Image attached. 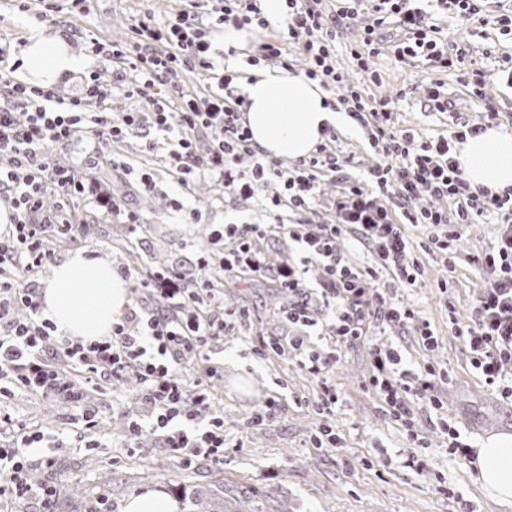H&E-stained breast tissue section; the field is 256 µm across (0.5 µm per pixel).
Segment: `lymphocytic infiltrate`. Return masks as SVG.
Returning <instances> with one entry per match:
<instances>
[{
    "label": "lymphocytic infiltrate",
    "instance_id": "lymphocytic-infiltrate-1",
    "mask_svg": "<svg viewBox=\"0 0 512 512\" xmlns=\"http://www.w3.org/2000/svg\"><path fill=\"white\" fill-rule=\"evenodd\" d=\"M487 0H435V11H443L458 27L477 24L512 35V10L493 12ZM323 0H288L287 45L271 39L257 52L265 60L288 67L284 47L303 57V74L327 90L332 108H341L361 121H375L372 145L376 162L370 167V185L346 182L336 200L337 219L328 224H241L219 231L224 241V264L243 267L259 278L274 276L286 283L300 301L289 309L288 320L308 325L307 303L313 291L302 276V267L317 266L323 273L321 297L331 314L327 327L325 355L314 353L307 336L288 335L260 341L255 352L274 351L295 360L320 386L313 406L318 413L336 411L339 396L328 376L344 347L363 340L372 329L403 328L433 349L437 340L427 320L408 304L393 298L389 289L375 285L378 269L392 274L398 287L409 290L418 284L417 269L407 262L409 239L395 224L387 209L378 205L376 193L397 198L408 223L423 227L428 250L447 253L459 237L457 227L495 216L499 231L494 244L475 263L486 279L477 298L480 316L461 332L472 366L486 385L512 399V189L499 195L474 189L464 180L453 158L454 143L483 133L481 125L468 126L453 137H439L414 148L407 134L395 127V99H375L352 84L336 66V28L370 10L374 21L364 31L365 52H354L360 67L379 55L376 30L401 28L403 35L393 44L398 61L421 60L434 71H460L471 86L473 100L485 98L487 74L465 65L466 51L449 53L448 42L428 11L426 0H344L331 17H324ZM127 42L112 46L115 78L101 83L98 76L85 82L84 96L61 97L57 88L24 87L0 71V203L11 210V221L0 225V397L21 389L53 398L79 408L88 432L100 427L99 411L87 400L80 381L63 377L58 364L73 363L85 373H102L109 380L124 383L135 376L134 398L141 414H126L123 437L126 443H140L151 435L180 454L185 463L200 457L224 455V416L212 408L209 380L217 369H209L207 379L186 382L177 367L198 360L205 345L223 338L230 329L236 310L216 315L198 307V289L188 287L183 273L170 268L167 275L134 274L133 287L140 291V303L129 310L125 320L113 323L109 336L89 343L60 338L52 321L42 316L43 298L38 278L53 264L55 252L45 231L54 227L57 235L75 240L80 225L69 222L64 212L73 199L83 197L86 187L72 170L57 167L47 149L87 133L91 151L99 153L104 144L152 129L169 146L167 162L182 186H190L208 173L219 176L225 193L248 195L257 183H276L283 194L274 195L273 206L288 205L296 212H312L320 186L316 171L342 166L328 144H321L315 155L297 159L294 167L275 161L255 162L250 171L237 170L242 156L252 155L251 135L243 116L249 102L245 94L233 93V79L222 75L218 91L206 98L185 93L188 75L208 74L216 64L212 43L196 12L183 11L166 25H155L143 17L130 28ZM169 94L157 104L159 90ZM149 104L146 112H87L85 98L96 99L106 107L114 93ZM431 202H423V193ZM457 202L455 212H447L442 200ZM278 234L301 246L300 262H283L269 267L262 253L252 250L253 239ZM371 248L376 267L348 266L337 249L346 235ZM19 270L23 279L11 278ZM445 371L434 365L416 372L405 367L400 348L389 341L372 343L370 375L366 392L374 394L390 417L417 440L416 412L438 410L447 382ZM47 429H23L15 447L0 448V476L20 496L43 498L46 487L28 480L25 449L43 447Z\"/></svg>",
    "mask_w": 512,
    "mask_h": 512
}]
</instances>
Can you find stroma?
I'll use <instances>...</instances> for the list:
<instances>
[{
  "label": "stroma",
  "mask_w": 512,
  "mask_h": 512,
  "mask_svg": "<svg viewBox=\"0 0 512 512\" xmlns=\"http://www.w3.org/2000/svg\"><path fill=\"white\" fill-rule=\"evenodd\" d=\"M187 7L186 0H0V40L17 52L31 30L44 27L59 31L77 53L85 55L90 41L126 40L130 26L144 15H151L160 25ZM371 23V15L363 12L342 29L336 41V63L351 83L375 97L406 91L397 127L415 143L449 135L454 129L452 118L429 116L424 111L423 86L433 78L445 84L450 97L463 103L466 120L486 123L485 109L490 106L498 113L495 126L512 133V87L484 55L491 45L497 52L512 54V39L490 28L449 32V40L467 45L470 59L489 72L485 102L473 103L460 73L454 70L433 76L425 73L422 63H400L388 54L370 58L368 70H360L351 51L359 47L363 30ZM375 73L380 83L372 82ZM371 133L368 125L359 126L354 136L337 133L336 154L344 158L345 169L337 179L326 169L317 170L321 193L312 221H334V202L343 181L368 180L374 160ZM107 154L116 163L114 177L125 187L126 207L137 215L139 226L135 233H127L118 217L98 205L101 178L83 142L53 147V159L75 167L90 189L72 212L73 222L83 225L84 236L78 245L57 247V261L79 254L106 255L119 269L134 264L129 256L134 250L141 257L140 268L151 270L157 257L192 279L198 274L194 245L210 230L273 221L267 202L277 193V186L260 184L252 195L242 197L224 193L217 176L210 175L197 179L193 188L181 190L161 152L149 149L144 137L114 141ZM144 172L155 185L149 193L138 186ZM497 231L491 218L462 226L453 253L445 256L426 252L421 232L406 225L411 240L408 258L418 264L422 281L415 290L399 291L398 297L430 322L439 343L429 351L407 330L387 333L401 347L409 369L417 371L432 364L447 371L440 415L475 448L493 437L512 435V401L484 383L451 326L470 325L478 319L476 297L484 279L474 269L473 260L492 246ZM209 305L219 312L236 308L246 314L223 342L203 350V365L218 369L212 387L216 408L224 415L227 445L222 462L203 459L185 467L176 452L159 447L151 437L134 447L124 445L120 437L123 423L112 410L114 386L100 376L94 377L90 395L104 419L113 420L112 429L88 435L71 407L17 390L0 399V413L10 415L13 424L12 429H0V446L14 443L16 427L47 426L56 445L30 449V468L40 471L58 493L80 488L87 502H107L112 512H123L133 493L153 486L162 487L176 501L182 490L194 487L233 489L248 498L254 512H502L478 484L472 464L449 455L448 439L429 411L417 417L420 440L415 443L385 413L380 400L364 391L367 343L345 348L331 367L329 377L336 385L339 403L335 414L324 416L311 406L319 389L317 377L275 352L263 357L253 352L256 338L275 339L288 329L270 310L267 289L243 288L232 297L219 292ZM271 395L278 398L275 414L262 425H252V415ZM325 427L336 433L339 447H313V437Z\"/></svg>",
  "instance_id": "stroma-1"
}]
</instances>
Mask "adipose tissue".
Wrapping results in <instances>:
<instances>
[{
  "instance_id": "obj_1",
  "label": "adipose tissue",
  "mask_w": 512,
  "mask_h": 512,
  "mask_svg": "<svg viewBox=\"0 0 512 512\" xmlns=\"http://www.w3.org/2000/svg\"><path fill=\"white\" fill-rule=\"evenodd\" d=\"M253 38L248 29L232 26L214 32L217 48L236 47L237 56L226 68L243 74L250 108L245 124L253 148L271 157L308 156L323 140L326 129L350 128L345 111L325 107L318 83L300 75L284 74L243 58ZM19 82L46 88L69 73L90 67L87 57L74 53L60 33L37 29L19 52ZM464 179L473 187L499 194L512 188V134L499 128L467 138L456 150ZM44 314L59 335L90 341L108 335L129 302L126 283L115 276L106 257L78 255L59 265L43 291ZM477 478L482 489L504 512H512V436L503 435L475 451Z\"/></svg>"
}]
</instances>
